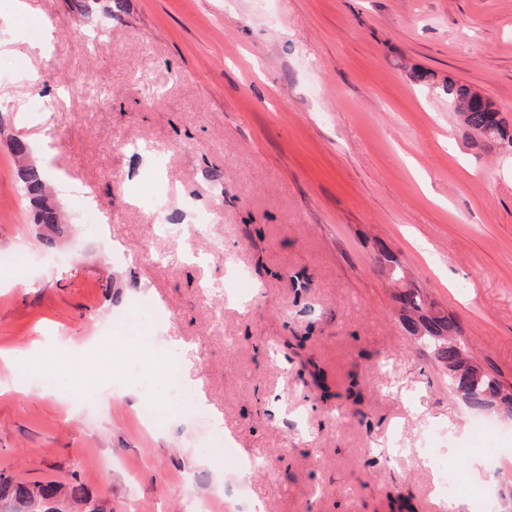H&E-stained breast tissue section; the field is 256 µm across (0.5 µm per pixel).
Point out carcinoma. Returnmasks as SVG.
Segmentation results:
<instances>
[{
	"instance_id": "1",
	"label": "carcinoma",
	"mask_w": 512,
	"mask_h": 512,
	"mask_svg": "<svg viewBox=\"0 0 512 512\" xmlns=\"http://www.w3.org/2000/svg\"><path fill=\"white\" fill-rule=\"evenodd\" d=\"M441 93L453 103L462 125L474 135L497 141L512 152V130L493 103L475 102L471 88L449 77L439 87ZM13 155L21 166L17 167L22 191L34 204L33 223L48 228L43 245L51 249L55 236L65 232L67 225L46 195V185L40 171L23 164L28 148L24 141L16 140ZM380 263L391 281L404 278L402 265L390 254L381 252ZM402 308L401 327L415 343L421 345L432 362L448 378V385L476 409L496 408L502 404L512 407V388H508L497 375L474 360L463 338L460 323L450 314H432L436 303L429 300L419 288H407L394 296ZM0 502L13 506V512H69V504H87L79 485L71 486L69 493L61 495L53 481L28 483L0 473Z\"/></svg>"
}]
</instances>
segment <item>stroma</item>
<instances>
[{
	"mask_svg": "<svg viewBox=\"0 0 512 512\" xmlns=\"http://www.w3.org/2000/svg\"><path fill=\"white\" fill-rule=\"evenodd\" d=\"M28 5L0 19V254L36 259L0 288V471L110 512H484L485 490L512 512V449L474 434L378 261L386 245L512 383V154L437 91L454 77L512 123V0ZM17 139L70 226L49 254ZM71 344L90 351L77 391ZM170 364L265 470L201 455L194 409L129 374ZM41 371L56 389L21 383Z\"/></svg>",
	"mask_w": 512,
	"mask_h": 512,
	"instance_id": "stroma-1",
	"label": "stroma"
}]
</instances>
